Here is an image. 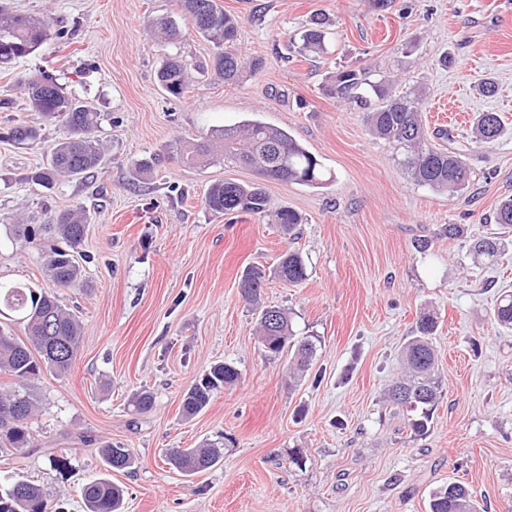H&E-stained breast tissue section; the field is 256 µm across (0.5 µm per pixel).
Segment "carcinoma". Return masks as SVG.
<instances>
[{"label":"carcinoma","instance_id":"1","mask_svg":"<svg viewBox=\"0 0 512 512\" xmlns=\"http://www.w3.org/2000/svg\"><path fill=\"white\" fill-rule=\"evenodd\" d=\"M181 11L193 26L214 47L212 67L226 83H234L248 66L257 68L258 59H247L236 48L238 22L228 14L218 0H180ZM66 40L67 31L53 28L49 15L42 17L14 14L0 9V68L10 67L37 50L50 38ZM327 33L324 19L316 15L302 30L291 36L300 43V53L320 54L326 49ZM157 80L168 96L180 99L189 89V73L185 63L170 57L157 72ZM24 87L28 106L35 112L58 119L68 135L51 151L47 163L36 167L28 181L50 187L61 177H79L92 173L102 157L100 140L95 136L101 124V113L88 102L63 90L51 74L17 77ZM362 90L382 100V105L366 113L365 122L372 133L395 143L404 150L403 165L408 175L419 185L437 192H458L469 184L471 172L463 156L472 144L496 140L502 129L496 112L477 115L468 142H458L449 131L441 129L436 138L447 139L450 148H438L426 137L421 115L423 90L414 88L402 95H393L378 82L369 80L366 73L356 69L340 71L331 87L334 95H347ZM38 130L17 123L6 132L5 138L18 143L34 142ZM170 157L186 166H198L214 154L255 171L262 179L281 183H301L314 186L324 176L322 165L286 130L260 121H246L238 126L213 129L193 141L178 138L169 144ZM264 187L258 183L218 182L210 185L204 205L216 214L258 215L266 211ZM275 223L291 231L301 223L293 210L281 209ZM495 223L512 229V197L502 201L495 213ZM6 228L16 237L40 250L47 288L0 283V316L12 314L25 324L21 338L0 329V376L12 382L0 387V447L21 451L32 445L30 419L38 409L39 400L33 382L43 373L59 377L72 368L80 349L82 327L79 318L62 307L53 292L68 288L82 280L78 249L87 233V218L81 209L56 212L45 224H8ZM470 252L477 261L498 262L500 243L495 236L471 239ZM275 274L279 280L298 285L306 280L303 258L296 252L282 256ZM266 273L259 267L244 270L238 288L242 299L259 309L258 331L262 346L270 353H291L295 366L303 370L310 365L315 343L297 340L288 314L277 307L261 304V292ZM493 317L498 324L512 327V294L505 292L498 299ZM437 315L424 311L417 321V334L407 339L401 351L404 374L385 394L386 401L396 407L417 413L411 428L418 434L427 425L442 397V377L438 354L434 346ZM240 378L239 369L222 363L202 374L184 394L182 414L191 418L201 413L213 396L234 385ZM138 414L150 412L153 395L141 391L132 398ZM103 461L109 469H126L133 461L131 451L121 444L102 446ZM168 461L187 475L214 467L222 452L212 444L201 448H171ZM87 512H120L122 489L101 476L82 488ZM48 493L39 485L17 480L0 487V512H47ZM429 512H484L480 503L462 483L450 481L430 495Z\"/></svg>","mask_w":512,"mask_h":512}]
</instances>
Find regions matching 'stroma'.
Here are the masks:
<instances>
[{
	"label": "stroma",
	"instance_id": "stroma-1",
	"mask_svg": "<svg viewBox=\"0 0 512 512\" xmlns=\"http://www.w3.org/2000/svg\"><path fill=\"white\" fill-rule=\"evenodd\" d=\"M220 3L238 19L239 50L263 61L233 84L204 71L213 47L178 0H0L16 14H51L71 34L0 69V218L43 224L75 207L90 218L85 276L56 291L82 323L77 360L65 376H41L34 445L0 448V484L32 481L59 512H86L81 489L104 474L124 489V512H427L431 491L459 479L487 512H512V329L493 318L512 292V232L494 222L512 196V0ZM315 14L326 20L328 51L305 58L288 37ZM160 16L176 22V41L156 39ZM168 56L192 73L179 100L156 80ZM346 68L396 94L426 88L431 131L467 137L477 113H499L498 139L466 158L470 186L448 195L413 182L401 149L366 126L377 97L328 93ZM44 71L101 112L105 148L93 177L50 190L26 176L64 129L30 109L17 82ZM487 79L491 97L478 90ZM244 120L287 130L318 158L323 184L265 182L264 217L206 209L211 184L251 183L256 173L220 158L186 168L167 147ZM16 121L40 139H3ZM150 158L151 172L138 176L137 161ZM283 207L303 218L288 233L269 217ZM451 224L463 235L448 238ZM479 235L499 238L496 264L474 261L469 240ZM289 251L303 257L307 279H270L262 303L284 309L297 337L316 338L302 372L264 351L238 292L246 267L274 268ZM0 281L44 283L37 251L5 229ZM426 309L440 315L444 396L417 435L410 412L383 395ZM224 361L240 370L237 383L184 418L186 390ZM143 390L154 407L137 415L130 400ZM218 438L224 457L205 472L183 474L164 457ZM109 442L130 448L131 467L107 471Z\"/></svg>",
	"mask_w": 512,
	"mask_h": 512
}]
</instances>
